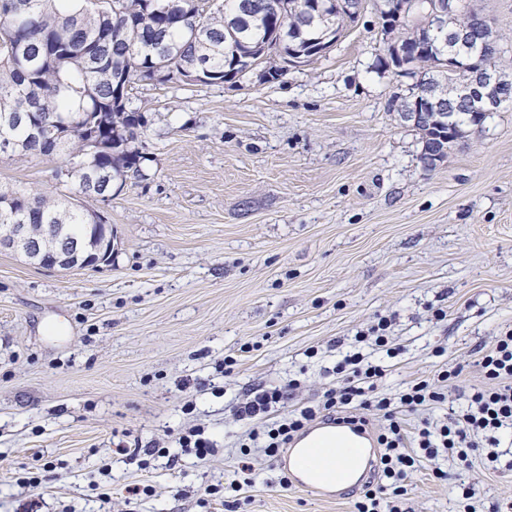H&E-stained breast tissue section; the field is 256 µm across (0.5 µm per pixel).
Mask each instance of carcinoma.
I'll return each mask as SVG.
<instances>
[{
  "label": "carcinoma",
  "mask_w": 512,
  "mask_h": 512,
  "mask_svg": "<svg viewBox=\"0 0 512 512\" xmlns=\"http://www.w3.org/2000/svg\"><path fill=\"white\" fill-rule=\"evenodd\" d=\"M432 0H414L391 32V45L377 55L375 67L402 72L414 85L426 87L448 110L416 126L426 144L436 143L440 158L464 137L463 126H478L476 116L449 95L469 81L466 68L448 66V43L425 32ZM282 0H0V140L13 144L18 160L68 156L74 192L84 193L100 171L119 187L144 176L146 156L139 144L145 127L134 105V83L223 84L248 78L235 63L234 48L253 56L274 81L286 68L266 58V47L279 33L301 49V64L322 57L343 37L359 12L336 13L335 29L323 30L316 10L325 0H298V11L286 15ZM499 36L484 35L475 56L494 65ZM52 124L59 136L34 135L29 116ZM104 216L78 206L68 195L26 185H0V228L5 224L57 225L68 236L86 234V225Z\"/></svg>",
  "instance_id": "cac0c4a2"
}]
</instances>
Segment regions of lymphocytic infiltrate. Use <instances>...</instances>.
<instances>
[{"label": "lymphocytic infiltrate", "instance_id": "lymphocytic-infiltrate-1", "mask_svg": "<svg viewBox=\"0 0 512 512\" xmlns=\"http://www.w3.org/2000/svg\"><path fill=\"white\" fill-rule=\"evenodd\" d=\"M389 327L388 320L382 319L358 333L355 351L336 365L337 373L343 376V386L326 390L317 405L281 417L275 415V408L288 397L283 387L256 388L240 402V419L256 421L257 426L240 445L237 476L227 483V491L236 493L251 483L252 449L261 448L268 456H277L319 419L350 420L366 426L373 416L384 420L375 435L378 454L373 474L362 486L355 512H404L407 481L423 463L442 458L469 467L481 452L489 463L498 462L501 434L512 430V329L495 337L480 358L478 365L485 384L466 395L460 411L445 422L426 418L414 426L408 423V415L446 402L462 369L449 365L436 370L432 377L413 381L396 394L379 392L378 382L387 368L371 361L366 349L374 347L391 359L400 355L402 348L393 343Z\"/></svg>", "mask_w": 512, "mask_h": 512}]
</instances>
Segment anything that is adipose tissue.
Here are the masks:
<instances>
[{"mask_svg": "<svg viewBox=\"0 0 512 512\" xmlns=\"http://www.w3.org/2000/svg\"><path fill=\"white\" fill-rule=\"evenodd\" d=\"M306 463L309 480L318 486L347 487L361 475L369 451L344 433H318Z\"/></svg>", "mask_w": 512, "mask_h": 512, "instance_id": "1", "label": "adipose tissue"}]
</instances>
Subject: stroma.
<instances>
[{
    "instance_id": "obj_1",
    "label": "stroma",
    "mask_w": 512,
    "mask_h": 512,
    "mask_svg": "<svg viewBox=\"0 0 512 512\" xmlns=\"http://www.w3.org/2000/svg\"><path fill=\"white\" fill-rule=\"evenodd\" d=\"M474 5L512 78V0ZM383 50L370 4L326 57L278 81L137 84L146 176L86 202L112 227L111 262L58 272L0 251V512H352L357 487L272 485L281 468L259 448L237 506L200 489L237 465L238 398L295 379L288 408L314 404L384 317L405 348L386 388L445 364L463 368L457 394L482 385L479 357L512 327V104L425 169L417 130L388 107L410 79L376 69ZM62 165L2 156L0 184L53 189ZM197 425L216 442L203 459L144 469L116 451ZM48 462L58 479L23 485ZM443 468L444 481L411 476L410 512H459L464 483L480 512H512V470ZM135 484L151 494L128 500Z\"/></svg>"
}]
</instances>
